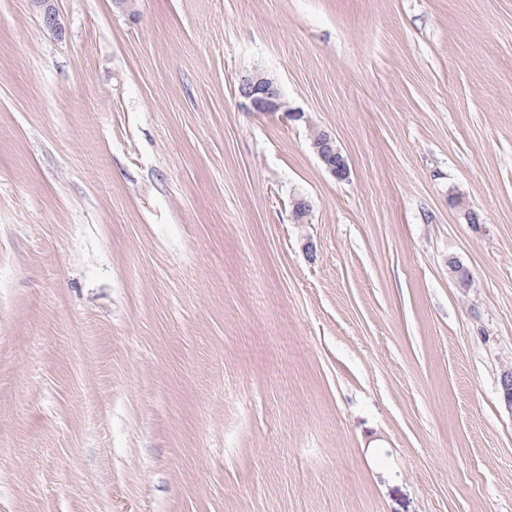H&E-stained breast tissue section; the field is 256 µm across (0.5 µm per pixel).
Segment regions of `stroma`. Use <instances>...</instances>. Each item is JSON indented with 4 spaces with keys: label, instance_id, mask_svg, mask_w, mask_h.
Here are the masks:
<instances>
[{
    "label": "stroma",
    "instance_id": "35a3bbf8",
    "mask_svg": "<svg viewBox=\"0 0 512 512\" xmlns=\"http://www.w3.org/2000/svg\"><path fill=\"white\" fill-rule=\"evenodd\" d=\"M55 5L0 0V512H512V0ZM236 96L247 112H283L286 118L292 120L303 118L301 112L288 109L276 81L259 68H253L241 76ZM311 146L326 171L338 180L348 179L350 169L347 159L331 132L321 130L318 137L313 138Z\"/></svg>",
    "mask_w": 512,
    "mask_h": 512
}]
</instances>
